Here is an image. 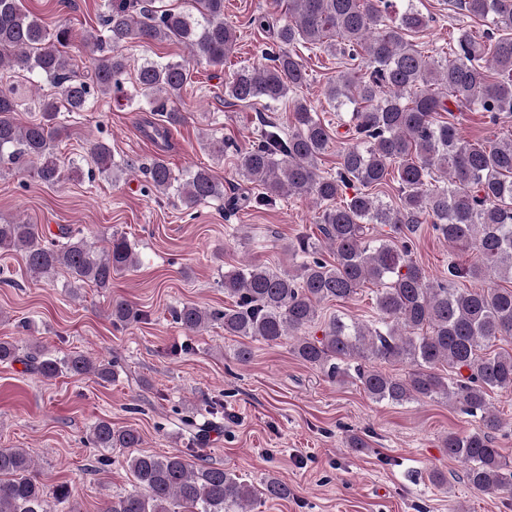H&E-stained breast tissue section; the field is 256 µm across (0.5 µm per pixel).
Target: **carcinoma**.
Returning <instances> with one entry per match:
<instances>
[{
    "label": "carcinoma",
    "mask_w": 512,
    "mask_h": 512,
    "mask_svg": "<svg viewBox=\"0 0 512 512\" xmlns=\"http://www.w3.org/2000/svg\"><path fill=\"white\" fill-rule=\"evenodd\" d=\"M456 5L463 15L489 23L490 32L479 42L460 26L453 47L431 55L407 39L429 23L416 0H288L285 18H254L273 34L270 64L232 71L224 81V100L262 99L272 110L287 103L292 121L285 129L263 118L250 144L213 145L220 157L231 151L236 174L263 189L230 197L227 207L263 206L288 196L309 199L318 208L333 260L322 258L320 246L300 235L288 244L289 270L243 263L224 272L232 306L221 311L186 303L174 310L173 319L188 332L220 322L231 336L286 341L302 362L332 381L355 378L377 403L440 399L458 406L476 428L442 439L448 458L461 464L471 489L511 494L512 463L495 447L501 421L489 395L512 392V352L495 349L496 341L512 337V135L470 144L443 113L452 98L460 109L483 113L493 126L512 118V0H456ZM169 40L182 44L188 58L143 59L134 94H128L123 48ZM236 42V30L224 23V0H191L189 9L107 0L102 29L81 37L66 24L47 29L22 0H0V69L35 73L55 89L34 102L42 119L29 124L18 120L24 103L16 88L0 89V168L29 166L51 187L64 179L65 170H79L56 152V119L62 112L86 111L100 96L118 102L140 98L164 118L150 123L147 134L166 139L168 126L183 120L175 104L182 99L190 63L222 70ZM299 46L347 65L325 89L336 115L348 116L349 139L338 152L334 174L319 167L331 141L330 126L294 97L308 81ZM82 49L89 52L87 76L70 68V52ZM87 154L94 164L90 174L132 168L116 160L103 140L89 142ZM149 178L155 191L176 194L187 209L224 197V184L208 168L177 175L157 157ZM391 183L399 188L394 206L382 200ZM350 188L353 195L343 197ZM424 223L449 245L472 250L474 262L452 263L448 278H430L412 258L410 234ZM372 224L388 231L373 237ZM15 250L24 251L34 275L51 278L62 269L72 285L91 283L102 290L112 287L113 275L137 264L135 248L123 235L112 234L108 246L98 250L80 228L60 225L47 235L36 224L0 223V252ZM459 279L474 287H458ZM366 283L378 286L373 320L339 314L319 320L320 304L348 300ZM110 316L120 325L139 320L138 310L123 298L112 299ZM317 323L321 335L313 336L310 328ZM2 362H20L46 381L92 373L110 382L117 358L58 357L39 345L23 352L0 341ZM382 364H402L406 371L395 375ZM213 415V406L205 414L175 409L164 420L195 446L215 427ZM89 441L103 451L129 450L125 463L134 490L107 512H252L259 496L285 500L292 495L288 483L272 475L257 487L241 482L201 460L193 448L163 457L134 453L142 436L132 426L114 428L100 420ZM69 498L67 489L50 491L39 481L25 449L0 448V512H66Z\"/></svg>",
    "instance_id": "cac0c4a2"
}]
</instances>
